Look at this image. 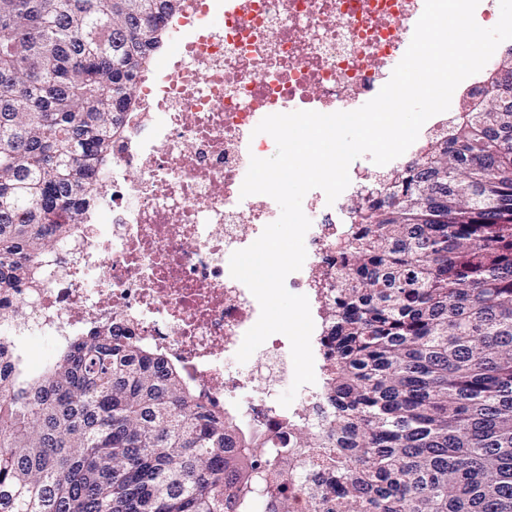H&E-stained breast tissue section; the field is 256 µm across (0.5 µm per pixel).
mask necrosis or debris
<instances>
[{"label": "necrosis or debris", "mask_w": 512, "mask_h": 512, "mask_svg": "<svg viewBox=\"0 0 512 512\" xmlns=\"http://www.w3.org/2000/svg\"><path fill=\"white\" fill-rule=\"evenodd\" d=\"M424 0H183L168 23V52L148 59L137 107L99 171L93 217L41 259L43 286L15 292L0 333L61 343L109 325L161 352L209 406L235 407L259 432L291 439L314 421L322 382L279 402L286 336L269 337L241 363L236 352L260 307L230 274L280 209L241 197L251 156L277 150L255 136L259 117L349 111L389 81ZM306 260L286 289L323 310L344 213L322 190L309 197Z\"/></svg>", "instance_id": "necrosis-or-debris-1"}]
</instances>
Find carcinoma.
<instances>
[{"mask_svg": "<svg viewBox=\"0 0 512 512\" xmlns=\"http://www.w3.org/2000/svg\"><path fill=\"white\" fill-rule=\"evenodd\" d=\"M180 4L0 0L1 321L86 223ZM371 191L336 239L329 426L279 452L110 328L33 377L0 334V512H294V480L310 512H512V111L457 113Z\"/></svg>", "mask_w": 512, "mask_h": 512, "instance_id": "1", "label": "carcinoma"}]
</instances>
